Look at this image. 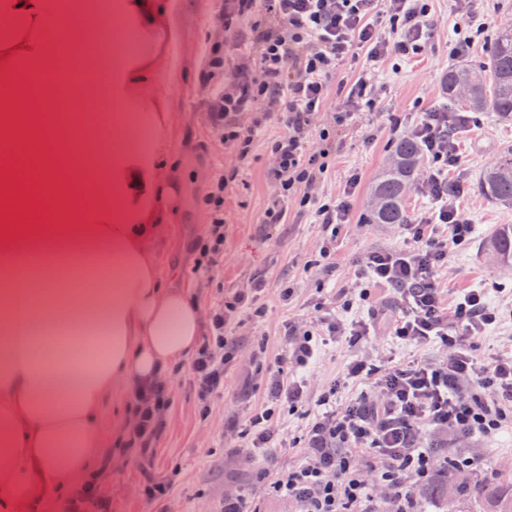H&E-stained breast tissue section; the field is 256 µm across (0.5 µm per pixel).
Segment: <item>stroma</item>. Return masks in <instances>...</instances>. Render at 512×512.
<instances>
[{"instance_id": "1", "label": "stroma", "mask_w": 512, "mask_h": 512, "mask_svg": "<svg viewBox=\"0 0 512 512\" xmlns=\"http://www.w3.org/2000/svg\"><path fill=\"white\" fill-rule=\"evenodd\" d=\"M181 25L186 34L175 56L187 70L185 81L172 97L171 120L167 127L168 151L164 157L170 174L182 183V204L171 224L165 225L163 239L154 251V262L163 285L173 281L191 285L205 316L223 310L235 293L262 283L260 302L265 315L253 319L239 310L227 319L226 330L233 358L224 371V391L216 395L208 413H201L191 383V364L171 366L164 375L171 404L165 412L162 433L152 456L143 458L116 448L112 426L116 419L130 416L131 401L118 393L105 402L99 428L103 446L95 461L106 464L102 491L112 501V512H222L224 494L233 491L252 501L257 512H290L286 501L269 493L258 480L263 462L253 452L246 434L249 416L266 401L267 373L276 369L287 348V331L304 330L322 318L344 321L367 318L370 302L390 300L391 290L372 285L371 299L359 298L362 281L358 263L369 252L398 249L408 239L402 225L370 224V189L390 161L396 138L394 125L409 128L421 113L446 108L462 111L461 103L445 102L441 81L458 60L479 65L498 29L512 27V0H431V38L421 56L389 57L370 61L364 51L350 54L333 76L326 107L315 120L308 148L318 151L322 130H329L336 149L329 167L315 191L320 197L349 198L351 222L337 235H330L315 223L311 213L301 211L296 200L288 202L285 223H265V211L275 196L270 179L272 159L269 144L282 135L277 115L253 114L240 118L242 127L257 132L247 159H239L224 144V137L208 119L207 100L214 85H225L227 76L216 84L202 82L197 62L208 55L222 25L224 0H187ZM475 36L464 58L453 54L463 34ZM372 79L374 106L359 110L349 124L334 123L335 113L349 107L351 83L359 76ZM459 164L453 179L463 181L465 190L457 205L473 225L470 238L448 248V261L438 273L444 306H454L458 297L475 288L485 289L492 305L512 310V266L502 267L488 256L485 243L501 224H512V208L498 206L477 189L483 170L491 166L500 151L512 146V123L498 120L493 113L479 114L475 126L457 135ZM360 184L352 196L344 189L351 174ZM224 180V252L208 267L198 264V244L205 242L211 224L203 198L211 184ZM330 250V262L320 260L321 250ZM400 363L448 358L446 347L432 343L423 347L391 336H372L357 352L344 342L326 336L320 342L316 360L303 371L309 381V403L296 411H281L271 428L284 442L275 464L292 467L302 462L303 434L313 421L316 401L330 387H337V403H345L359 390L343 377L353 356ZM424 443L433 448L452 449L475 458L478 471L445 474L436 468L433 481L450 485L472 480L494 485L512 484V430L496 436L449 441L446 434L427 431ZM170 482L168 498L161 503L147 501L140 487L149 480Z\"/></svg>"}]
</instances>
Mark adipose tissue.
Wrapping results in <instances>:
<instances>
[{"instance_id":"1","label":"adipose tissue","mask_w":512,"mask_h":512,"mask_svg":"<svg viewBox=\"0 0 512 512\" xmlns=\"http://www.w3.org/2000/svg\"><path fill=\"white\" fill-rule=\"evenodd\" d=\"M184 8V0H71L63 9L54 0H0L1 81L54 70L46 31L88 9L128 24L136 47L74 98L139 110L137 135L115 127L111 147L94 156L108 171L101 198L73 199L63 224L32 225L20 213L21 231H0V269L10 275L0 283V512L31 501L35 484L84 478L102 445L105 398L189 360L205 332L187 286L161 287L153 258L179 198L163 156L178 78L170 52L184 36ZM62 95L47 83L39 94L5 98L0 136L18 152L87 148L83 128L52 117Z\"/></svg>"}]
</instances>
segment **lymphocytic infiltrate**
I'll return each instance as SVG.
<instances>
[{"label": "lymphocytic infiltrate", "instance_id": "lymphocytic-infiltrate-1", "mask_svg": "<svg viewBox=\"0 0 512 512\" xmlns=\"http://www.w3.org/2000/svg\"><path fill=\"white\" fill-rule=\"evenodd\" d=\"M266 0L267 12L278 27L248 23L254 0H225L226 51L235 53L229 87L216 90L208 104L213 126L223 129L224 141L239 156H247L251 131L239 125L248 112L277 113L285 131L272 141V180L282 193L310 187L328 170V149L309 156L305 144L311 122L323 111L330 79L353 50L371 60L412 57L424 52L431 37L430 0ZM386 26H379V15ZM464 112L422 113L410 133L419 139L430 171L419 184L437 211L434 218L408 224L409 247L370 252L360 278L389 286L391 305L372 311L370 319L331 322L332 336L349 347L366 341L375 323L392 336L415 345L439 342L450 354L443 364L413 361L395 365L353 358L346 379L363 383L357 396L333 407L332 393L318 400L321 413L307 429V453L295 467L279 470L268 483L271 493L294 503L295 512H370V488L387 492L388 512H415V492L427 481L436 462L423 444L427 429L446 431L455 439L492 437L512 426V355H479L475 341L502 314L484 292L461 296L453 312H445L437 270L449 244H462L473 228L456 205L463 188L448 176L458 163L453 131L469 126ZM225 313L214 314L191 365L192 383L200 401L224 390V365L230 358L224 334ZM313 330L291 335L280 369L270 371L266 408L249 419L248 433L255 454L274 439L268 422L277 409L296 411L307 401L308 383L296 369L315 356ZM170 405L165 383L138 386L132 410L137 419L126 442L147 455L164 426L162 412Z\"/></svg>", "mask_w": 512, "mask_h": 512}]
</instances>
